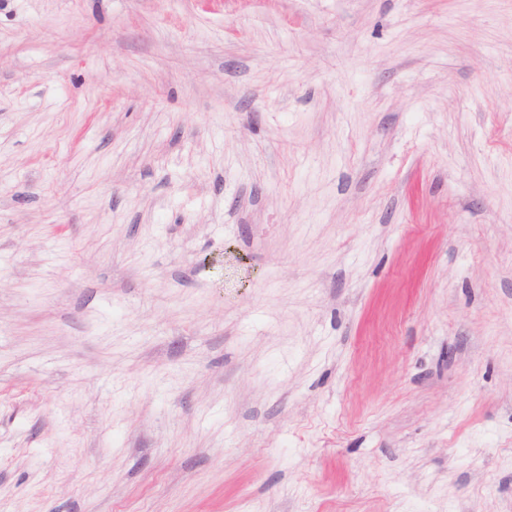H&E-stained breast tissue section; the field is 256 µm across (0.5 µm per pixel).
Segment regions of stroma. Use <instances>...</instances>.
<instances>
[{
	"instance_id": "stroma-1",
	"label": "stroma",
	"mask_w": 512,
	"mask_h": 512,
	"mask_svg": "<svg viewBox=\"0 0 512 512\" xmlns=\"http://www.w3.org/2000/svg\"><path fill=\"white\" fill-rule=\"evenodd\" d=\"M0 512H512V0H0Z\"/></svg>"
}]
</instances>
